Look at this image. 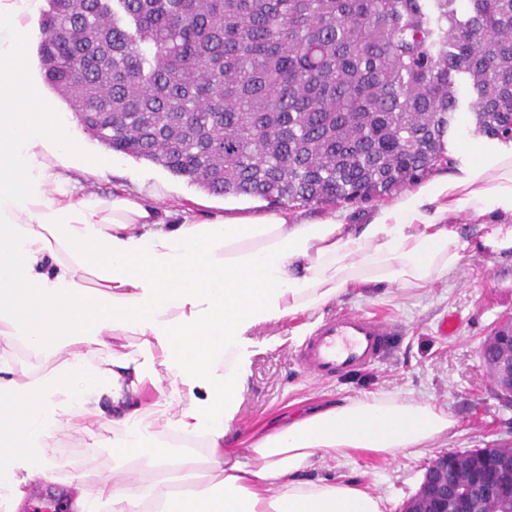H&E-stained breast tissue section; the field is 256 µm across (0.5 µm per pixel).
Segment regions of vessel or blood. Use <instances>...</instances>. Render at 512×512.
I'll return each mask as SVG.
<instances>
[{"label": "vessel or blood", "instance_id": "vessel-or-blood-1", "mask_svg": "<svg viewBox=\"0 0 512 512\" xmlns=\"http://www.w3.org/2000/svg\"><path fill=\"white\" fill-rule=\"evenodd\" d=\"M387 334L386 323L375 317L363 313L337 316L320 324L298 359L310 373L333 377L373 361Z\"/></svg>", "mask_w": 512, "mask_h": 512}]
</instances>
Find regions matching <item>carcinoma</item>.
<instances>
[{"label": "carcinoma", "mask_w": 512, "mask_h": 512, "mask_svg": "<svg viewBox=\"0 0 512 512\" xmlns=\"http://www.w3.org/2000/svg\"><path fill=\"white\" fill-rule=\"evenodd\" d=\"M47 85L105 147L211 195L362 205L453 164L465 76L475 132L512 141V0H46ZM448 494L500 502L453 453Z\"/></svg>", "instance_id": "obj_1"}]
</instances>
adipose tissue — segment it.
<instances>
[{
	"label": "adipose tissue",
	"instance_id": "adipose-tissue-1",
	"mask_svg": "<svg viewBox=\"0 0 512 512\" xmlns=\"http://www.w3.org/2000/svg\"><path fill=\"white\" fill-rule=\"evenodd\" d=\"M37 0H0V512L33 485L71 512H384L318 460L393 458L457 425L431 402L375 392L273 423L246 455L222 444L246 386L247 333L318 312L349 290L427 288L466 254L512 256V142L480 145L454 172L346 221L160 207L159 190L100 194L89 149L35 80ZM477 217L464 232L461 211ZM141 337L139 353L112 342ZM158 393L146 401L145 387ZM111 429V474L87 491L57 440Z\"/></svg>",
	"mask_w": 512,
	"mask_h": 512
}]
</instances>
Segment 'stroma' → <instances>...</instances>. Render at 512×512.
<instances>
[{
	"label": "stroma",
	"instance_id": "stroma-1",
	"mask_svg": "<svg viewBox=\"0 0 512 512\" xmlns=\"http://www.w3.org/2000/svg\"><path fill=\"white\" fill-rule=\"evenodd\" d=\"M109 157L113 167L105 177L89 178L75 169L70 175L104 194L118 184L147 192L158 187L164 193V205L193 204L204 217L221 214L235 203L234 198L210 195L152 163L114 151ZM348 311L383 317L392 334L375 362L328 380L312 376L301 366L298 353L304 339L293 335L294 321L268 324L250 334L246 390L231 423L234 447L246 454L250 440L272 420L346 397L385 390L431 401L447 408L457 420L435 447L394 459L365 455L326 459L312 472L316 478L358 482L385 498L386 512H401L437 454L488 448L512 433V401L496 395L480 360L483 340L503 318L512 317V258L466 256L459 271L429 288L355 290L330 302L308 322L315 328ZM447 317L456 326L451 336L440 331ZM111 439L108 432L95 438L64 435L57 442V455L67 467L91 463L108 474Z\"/></svg>",
	"mask_w": 512,
	"mask_h": 512
}]
</instances>
